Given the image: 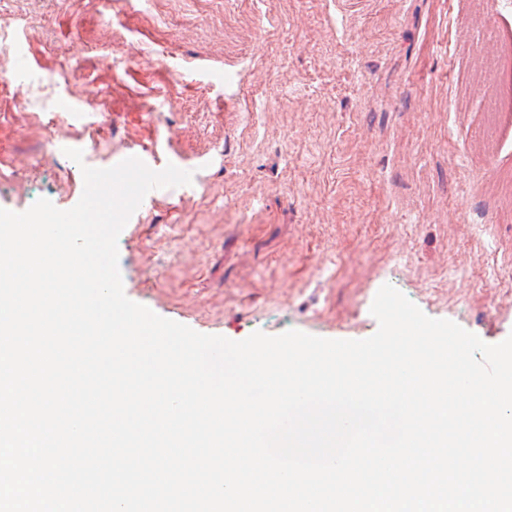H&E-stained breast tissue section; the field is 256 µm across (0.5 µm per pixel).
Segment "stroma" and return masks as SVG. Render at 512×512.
I'll list each match as a JSON object with an SVG mask.
<instances>
[{"mask_svg":"<svg viewBox=\"0 0 512 512\" xmlns=\"http://www.w3.org/2000/svg\"><path fill=\"white\" fill-rule=\"evenodd\" d=\"M2 53L0 207L135 151L191 171L118 237L157 315L364 339L389 283L512 334V0H0Z\"/></svg>","mask_w":512,"mask_h":512,"instance_id":"stroma-1","label":"stroma"}]
</instances>
